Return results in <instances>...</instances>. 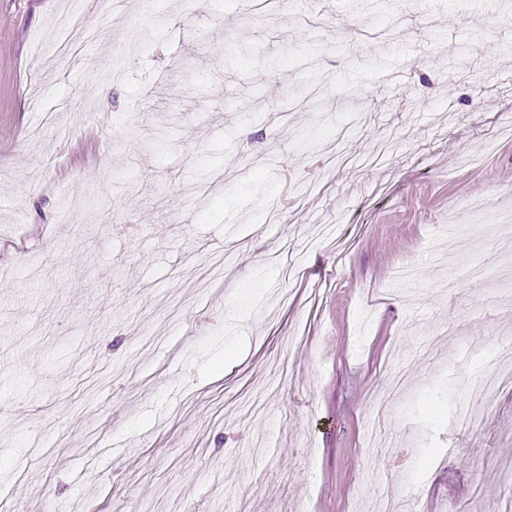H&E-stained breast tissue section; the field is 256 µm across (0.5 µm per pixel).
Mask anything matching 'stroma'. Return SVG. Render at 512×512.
I'll return each mask as SVG.
<instances>
[{
	"mask_svg": "<svg viewBox=\"0 0 512 512\" xmlns=\"http://www.w3.org/2000/svg\"><path fill=\"white\" fill-rule=\"evenodd\" d=\"M509 207L512 0H0V512H512Z\"/></svg>",
	"mask_w": 512,
	"mask_h": 512,
	"instance_id": "35a3bbf8",
	"label": "stroma"
}]
</instances>
